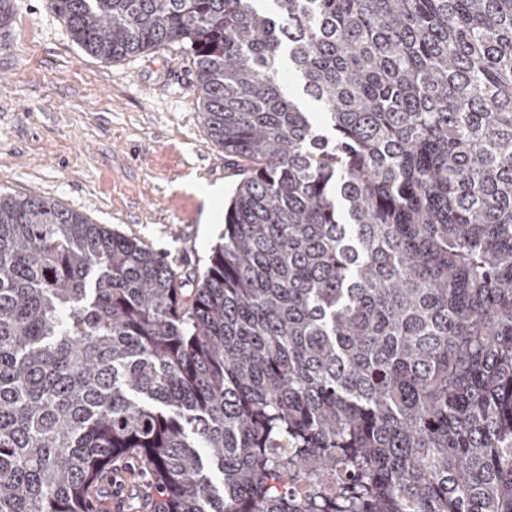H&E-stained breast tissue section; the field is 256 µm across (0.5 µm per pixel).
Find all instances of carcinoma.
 Returning <instances> with one entry per match:
<instances>
[{
	"label": "carcinoma",
	"mask_w": 512,
	"mask_h": 512,
	"mask_svg": "<svg viewBox=\"0 0 512 512\" xmlns=\"http://www.w3.org/2000/svg\"><path fill=\"white\" fill-rule=\"evenodd\" d=\"M47 8L180 45L241 180L201 276L0 192V512L129 454L160 512H512V0Z\"/></svg>",
	"instance_id": "1"
}]
</instances>
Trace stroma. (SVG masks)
I'll return each mask as SVG.
<instances>
[{"label": "stroma", "mask_w": 512, "mask_h": 512, "mask_svg": "<svg viewBox=\"0 0 512 512\" xmlns=\"http://www.w3.org/2000/svg\"><path fill=\"white\" fill-rule=\"evenodd\" d=\"M0 31V189L35 194L203 272L224 230L203 226L198 183L240 180L199 112L196 69L179 47L105 62L85 54L45 0H12ZM125 512H156L159 498L134 456Z\"/></svg>", "instance_id": "35a3bbf8"}]
</instances>
